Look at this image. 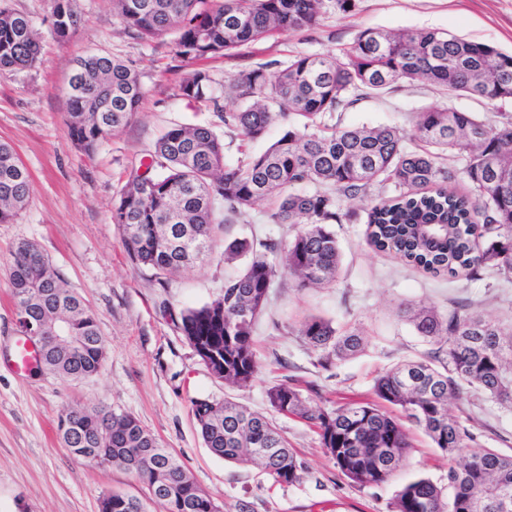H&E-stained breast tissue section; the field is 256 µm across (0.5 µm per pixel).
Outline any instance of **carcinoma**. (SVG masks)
I'll return each mask as SVG.
<instances>
[{
    "instance_id": "obj_1",
    "label": "carcinoma",
    "mask_w": 512,
    "mask_h": 512,
    "mask_svg": "<svg viewBox=\"0 0 512 512\" xmlns=\"http://www.w3.org/2000/svg\"><path fill=\"white\" fill-rule=\"evenodd\" d=\"M130 33L152 43L177 33V55L192 71L179 95L212 106L239 144L224 142L204 125H175L155 144L145 171L129 175L112 210L127 253L158 280L193 268L216 250V232L257 203L275 200L272 224H300L288 245L286 266L301 289L336 281L341 254L330 225L356 216L340 197L355 198L377 187L385 196L363 217L375 249L433 275L475 279L484 269L512 276V116L492 125L470 112L435 106L416 115V136L407 142L396 127H346L336 112L399 83L429 82L448 95L488 101L512 99V55L446 31L366 29L338 55H299L277 75L259 64L228 84L230 105L220 103L210 73L199 63L275 33L315 29L330 9L346 13L354 0H112ZM75 0H54L51 31L60 40L77 30ZM41 45L31 22L0 7V72L35 66ZM66 89L70 137L88 155L127 126L144 91L139 75L114 57L79 60ZM282 135L259 154L245 144ZM239 154L228 162L231 150ZM465 156L469 190L448 185L443 160ZM304 187L301 193L290 191ZM31 175L15 149L0 141V223L23 211ZM275 245L235 238L221 256L233 270L224 291L181 314V331L210 374L242 387L255 377V324L278 274L266 259ZM8 279L19 314L47 315L68 325L76 346L48 347L41 369L81 380L100 372L106 344L98 317L67 288L39 247H16ZM404 317L434 347L427 360L395 366L374 382L375 402L351 401L334 408L311 404L286 378L267 391L274 411L297 417L320 436L322 448L344 476L361 487L385 483L407 461L409 422L448 456L447 483L417 476L397 490L392 512H512V455L479 448L462 464L454 458L475 435L448 410L464 387L512 404V326L504 327L454 309L441 313L408 307ZM315 354L314 366L329 371L363 349L358 329L339 328L320 316L299 329ZM203 441L229 462L256 465L278 483L293 484L302 463L273 420L230 401L194 405ZM58 432L71 454L103 448L112 463L137 476L157 512H218L215 500L185 466L138 419L106 407L71 421L68 408ZM100 512H148L142 499L106 494Z\"/></svg>"
}]
</instances>
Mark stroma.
<instances>
[{"instance_id": "35a3bbf8", "label": "stroma", "mask_w": 512, "mask_h": 512, "mask_svg": "<svg viewBox=\"0 0 512 512\" xmlns=\"http://www.w3.org/2000/svg\"><path fill=\"white\" fill-rule=\"evenodd\" d=\"M28 16L42 36L35 67L0 73V141L11 143L31 174L26 209L0 224V512H99L103 495L139 497L147 489L132 473L91 467L60 440L57 415L66 405H105L137 418L175 453L223 512H390L396 491L416 475L445 482L447 456L419 429H411L406 466L378 487L362 488L325 455L315 431L294 417L276 416L303 464L299 481L280 484L260 468L215 457L206 448L192 412L193 401L227 398L269 412L267 390L283 377L310 383V398L325 407L374 400L375 378L431 346L402 317L409 304L445 312H476L490 321L512 319V280L482 272L476 280L429 277L366 242L361 218L369 197L342 199L356 216L334 225L341 265L330 288L299 289L285 267L294 224H272V202L263 201L224 227L225 239H270L267 259L279 274L256 327L259 373L244 387L215 380L179 329L180 314L222 291L221 257L159 282L125 250L111 219L130 172L140 167L157 139L177 124L213 126L211 108L177 90L188 68L176 54L174 35L154 43L135 39L112 10V0H78L81 23L69 38L50 33L52 0H0ZM442 29L512 54V0H355L351 12L329 11L317 29L274 34L206 65L217 83L263 62L283 65L298 55L336 54L366 29ZM117 56L140 75L144 97L133 120L112 133L94 155L72 143L65 121V89L76 62L89 54ZM471 112L494 124L512 115V102L490 104L468 95L447 96L428 84H400L337 112L343 126L392 125L413 136L415 116L436 105ZM36 243L68 286L99 316L106 343L102 370L68 380L48 372H17L12 364L22 334L7 267L14 247ZM360 327L366 338L357 356L323 371L299 328L306 316ZM469 419L478 448L512 452V407L475 391L448 403Z\"/></svg>"}]
</instances>
